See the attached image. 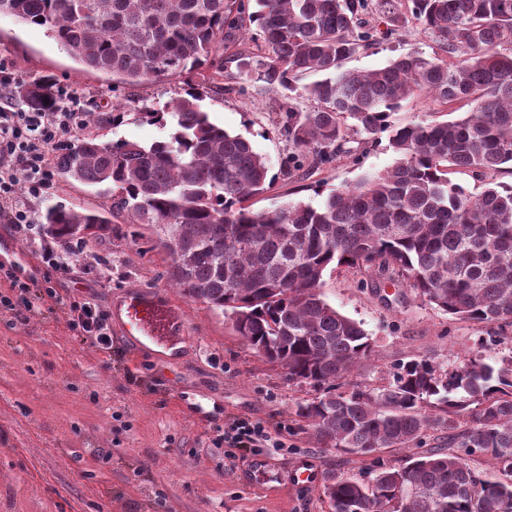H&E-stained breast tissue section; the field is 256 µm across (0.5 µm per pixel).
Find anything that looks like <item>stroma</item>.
I'll list each match as a JSON object with an SVG mask.
<instances>
[{
	"instance_id": "35a3bbf8",
	"label": "stroma",
	"mask_w": 512,
	"mask_h": 512,
	"mask_svg": "<svg viewBox=\"0 0 512 512\" xmlns=\"http://www.w3.org/2000/svg\"><path fill=\"white\" fill-rule=\"evenodd\" d=\"M374 48L348 59L346 69L384 67L413 50L432 53L431 33L408 25L386 34ZM0 59L15 62L18 81L48 78L84 103L86 112L111 117L125 113L109 132L112 140L145 145L166 138L158 124L142 119L144 108L160 109L183 93L182 77L165 76L113 86L110 76L83 69L45 29L0 17ZM203 108L216 124L247 138L265 156L277 179L253 200L256 210L288 201L320 205L330 189L352 184L389 168L394 153L386 144L368 148L359 164L346 156L302 180L279 175L288 143L280 131L275 94L249 96L205 92ZM457 113L430 98L403 102L390 122L457 120ZM79 206L110 215V229L83 240L86 252L110 265L109 274L74 258L69 273L48 269L10 225L0 223V245L25 260L32 311L0 305V512H330L323 488L331 479L365 476L374 460L406 464L413 452L385 448L357 456L323 448L295 416L312 387L292 383L284 370L266 362L237 336L220 312L180 294L169 279L170 260L155 246L151 231H139L124 215H111L112 197L103 186L56 177L53 189L31 207L43 216L51 206ZM57 297L49 299L46 288ZM167 293L181 309L190 336L167 359L156 350L131 353L120 330L104 352L72 330L67 305L89 301L111 311L124 290ZM325 300L361 323L371 350L339 391L380 386L395 365L426 359L454 368L466 355L494 363L512 348V326L456 320L423 302L406 286L384 285L381 274L359 268H331L324 276ZM249 417L280 430L286 450L261 448L229 457L224 427ZM279 470L277 487L252 474L255 458ZM312 469L316 482L294 487L292 470Z\"/></svg>"
}]
</instances>
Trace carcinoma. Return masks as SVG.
I'll list each match as a JSON object with an SVG mask.
<instances>
[{
	"mask_svg": "<svg viewBox=\"0 0 512 512\" xmlns=\"http://www.w3.org/2000/svg\"><path fill=\"white\" fill-rule=\"evenodd\" d=\"M372 10L391 27L433 34L443 53L343 69L378 43L365 18ZM2 16L45 28L85 70L116 83L197 76L185 94L143 112L168 129L166 139L145 146L92 131L57 156L58 172L111 186L113 213L157 229L182 295L221 311L288 381L318 391L295 415L324 447L370 455L418 447L429 431L444 439L369 481L326 484L331 512H512V350L494 365L475 356L451 370L411 360L381 388L338 392L370 343L322 292L333 264L377 267L455 319L512 325V185L494 180L512 169V0H0ZM306 71L319 79L300 92L295 78ZM210 87L280 97L287 178L385 132L396 161L317 207L256 211L250 200L275 177L247 138L202 109ZM19 94L32 110L56 108L45 79ZM299 95L315 106L299 108ZM418 95L467 111L453 122L391 127L390 113ZM457 170L486 179L481 191L455 183ZM44 225L68 243L99 236L108 221L56 206ZM473 456L493 471L470 467Z\"/></svg>",
	"mask_w": 512,
	"mask_h": 512,
	"instance_id": "obj_1",
	"label": "carcinoma"
}]
</instances>
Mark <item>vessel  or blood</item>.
Listing matches in <instances>:
<instances>
[{"label":"vessel or blood","mask_w":512,"mask_h":512,"mask_svg":"<svg viewBox=\"0 0 512 512\" xmlns=\"http://www.w3.org/2000/svg\"><path fill=\"white\" fill-rule=\"evenodd\" d=\"M115 317L122 335L138 346L148 341L170 349L187 340L179 309L155 291L127 290Z\"/></svg>","instance_id":"vessel-or-blood-1"}]
</instances>
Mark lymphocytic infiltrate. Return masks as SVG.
<instances>
[{
    "mask_svg": "<svg viewBox=\"0 0 512 512\" xmlns=\"http://www.w3.org/2000/svg\"><path fill=\"white\" fill-rule=\"evenodd\" d=\"M16 78L8 63H0V222L11 225L31 248L41 255L53 271H68L76 254L75 244L56 247L35 231L36 222L26 198L38 199L53 186L55 158L87 131L86 115L77 97L50 112L26 110L12 100L9 89ZM69 325L81 335L91 337L102 350L112 347L108 317L93 303L71 302ZM225 447L248 451L273 446L285 448L284 440L273 438L260 420L241 418L224 429Z\"/></svg>",
    "mask_w": 512,
    "mask_h": 512,
    "instance_id": "lymphocytic-infiltrate-1",
    "label": "lymphocytic infiltrate"
}]
</instances>
